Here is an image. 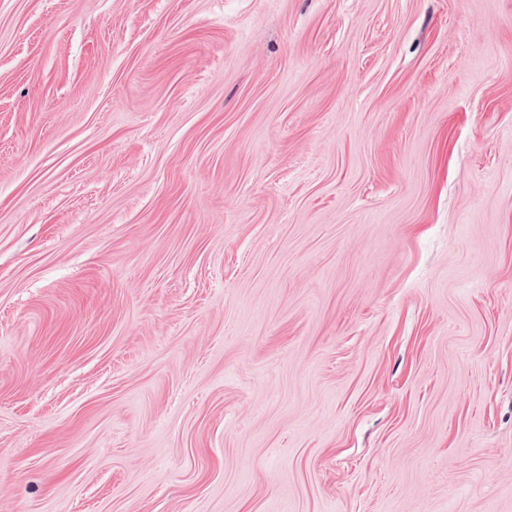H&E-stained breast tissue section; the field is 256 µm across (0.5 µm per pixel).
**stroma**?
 Here are the masks:
<instances>
[{"mask_svg":"<svg viewBox=\"0 0 512 512\" xmlns=\"http://www.w3.org/2000/svg\"><path fill=\"white\" fill-rule=\"evenodd\" d=\"M0 512H512V0H0Z\"/></svg>","mask_w":512,"mask_h":512,"instance_id":"35a3bbf8","label":"stroma"}]
</instances>
